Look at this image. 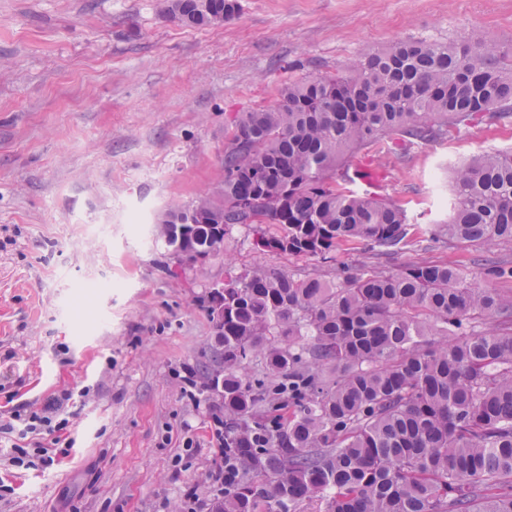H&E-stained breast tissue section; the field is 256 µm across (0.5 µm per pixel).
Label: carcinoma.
<instances>
[{
    "mask_svg": "<svg viewBox=\"0 0 512 512\" xmlns=\"http://www.w3.org/2000/svg\"><path fill=\"white\" fill-rule=\"evenodd\" d=\"M159 2L197 28L237 10V0ZM347 70L238 113L224 181L168 209L166 245L207 257L233 224H273L258 248L326 262L345 245L392 255L419 243L404 204L348 190L340 163L512 114V48L467 32L399 42ZM451 188L435 240L512 243V151L473 155ZM190 213L181 239L174 228ZM207 312L203 390L219 397L224 439L209 512H512V293L428 260L337 283L230 266Z\"/></svg>",
    "mask_w": 512,
    "mask_h": 512,
    "instance_id": "obj_1",
    "label": "carcinoma"
}]
</instances>
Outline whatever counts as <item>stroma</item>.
<instances>
[{
	"label": "stroma",
	"mask_w": 512,
	"mask_h": 512,
	"mask_svg": "<svg viewBox=\"0 0 512 512\" xmlns=\"http://www.w3.org/2000/svg\"><path fill=\"white\" fill-rule=\"evenodd\" d=\"M237 3L223 25L193 28L157 0H0V413L70 393L59 416L73 442L26 470L4 466L0 440V512H183L192 486L211 499L216 424L187 372L210 352L203 300L227 262L335 281L427 259L512 292L487 273L512 266V244L430 240L451 211V169L512 149V118L346 156L350 189L403 200L420 245L345 247L326 263L261 251L237 224L223 252L178 260L157 226L223 179L237 113L400 41L473 31L512 47V0Z\"/></svg>",
	"instance_id": "35a3bbf8"
}]
</instances>
